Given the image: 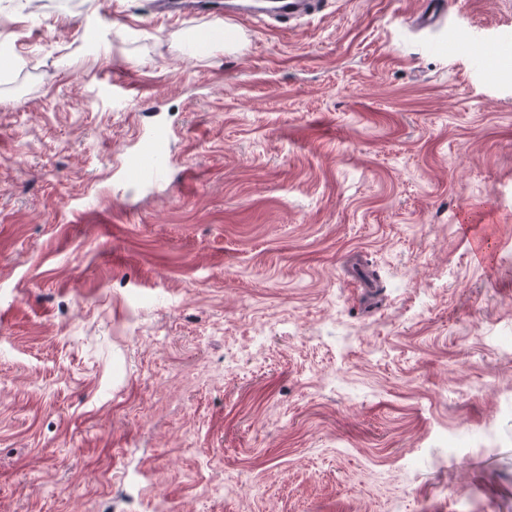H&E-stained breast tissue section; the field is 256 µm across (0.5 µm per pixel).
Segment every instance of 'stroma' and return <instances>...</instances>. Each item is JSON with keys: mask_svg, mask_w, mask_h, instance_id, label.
I'll list each match as a JSON object with an SVG mask.
<instances>
[{"mask_svg": "<svg viewBox=\"0 0 512 512\" xmlns=\"http://www.w3.org/2000/svg\"><path fill=\"white\" fill-rule=\"evenodd\" d=\"M422 2L0 0V512H512V0ZM166 139L167 135L162 128H151L140 151L125 164L124 175L127 181L159 185L167 180Z\"/></svg>", "mask_w": 512, "mask_h": 512, "instance_id": "stroma-1", "label": "stroma"}]
</instances>
